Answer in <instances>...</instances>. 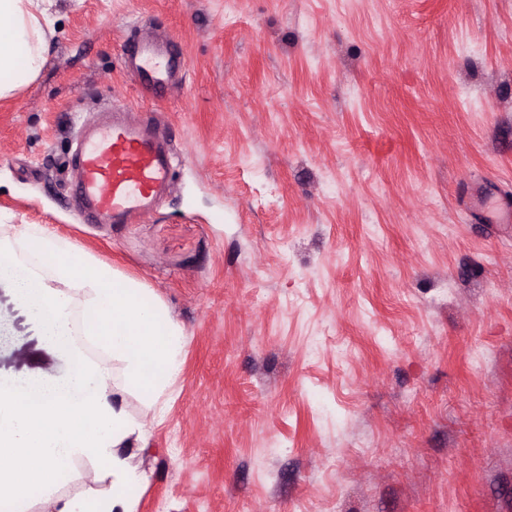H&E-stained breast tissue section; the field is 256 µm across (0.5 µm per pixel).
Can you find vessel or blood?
I'll return each instance as SVG.
<instances>
[{
    "mask_svg": "<svg viewBox=\"0 0 512 512\" xmlns=\"http://www.w3.org/2000/svg\"><path fill=\"white\" fill-rule=\"evenodd\" d=\"M127 67L141 95L153 100L171 97L187 64L169 42L133 40ZM80 177L72 195L97 224H125L150 211L169 187L173 157L149 128L135 121H115L83 141Z\"/></svg>",
    "mask_w": 512,
    "mask_h": 512,
    "instance_id": "b4317fda",
    "label": "vessel or blood"
}]
</instances>
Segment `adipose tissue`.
Returning a JSON list of instances; mask_svg holds the SVG:
<instances>
[{
  "label": "adipose tissue",
  "mask_w": 512,
  "mask_h": 512,
  "mask_svg": "<svg viewBox=\"0 0 512 512\" xmlns=\"http://www.w3.org/2000/svg\"><path fill=\"white\" fill-rule=\"evenodd\" d=\"M49 23L40 0H0V98L40 70ZM17 240L51 273L33 271L13 250L0 247V277L13 281L18 300L71 367L59 380L0 379V505L28 512L38 497L52 512H136L129 489L144 477L122 451L144 447L148 430L131 417L122 393L114 389L113 364L122 363L126 382L143 391L153 416H161L182 369L181 328L159 305L145 301L139 283L81 256L38 225L22 227ZM72 283L87 296L78 337L72 327ZM87 340L111 351V360L89 359ZM83 459L108 475V496L57 493L73 463Z\"/></svg>",
  "instance_id": "ef3b65f1"
}]
</instances>
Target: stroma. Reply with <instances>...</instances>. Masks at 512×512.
<instances>
[{"label":"stroma","mask_w":512,"mask_h":512,"mask_svg":"<svg viewBox=\"0 0 512 512\" xmlns=\"http://www.w3.org/2000/svg\"><path fill=\"white\" fill-rule=\"evenodd\" d=\"M0 99V240L41 224L177 322L137 512H512V0H49ZM174 36L140 98L131 25ZM159 111L173 188L131 224L69 203L74 136ZM68 361L0 279V377ZM128 55L131 64L126 68L142 96L161 100L175 93L177 77L187 64L183 53L167 41L138 38L129 45Z\"/></svg>","instance_id":"1"}]
</instances>
